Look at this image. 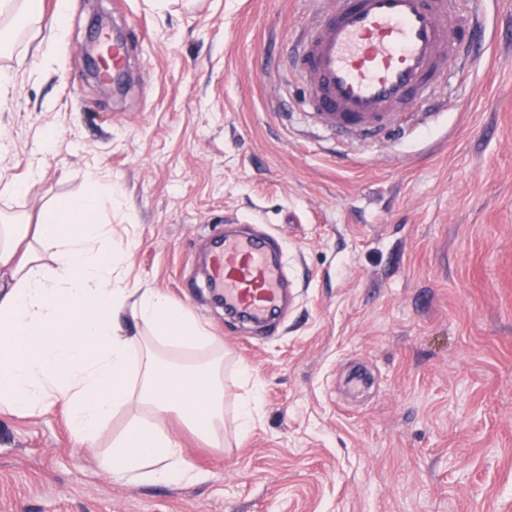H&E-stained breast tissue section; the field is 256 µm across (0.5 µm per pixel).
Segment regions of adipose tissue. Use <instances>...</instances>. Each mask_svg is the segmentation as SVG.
<instances>
[{"instance_id":"ef3b65f1","label":"adipose tissue","mask_w":512,"mask_h":512,"mask_svg":"<svg viewBox=\"0 0 512 512\" xmlns=\"http://www.w3.org/2000/svg\"><path fill=\"white\" fill-rule=\"evenodd\" d=\"M89 193L47 213L39 253L20 254L22 230L0 226V411L34 415L62 408L76 441L95 445L119 412L129 421L98 456L101 473L126 482L190 485L201 473L166 432L176 414L212 447L224 445V353L194 317L168 297L119 287L125 255L107 242L101 208L112 189L91 179ZM54 269H46L42 256ZM149 328L127 335L123 312ZM196 349L198 359L173 357Z\"/></svg>"}]
</instances>
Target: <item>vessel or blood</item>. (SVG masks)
<instances>
[{
  "mask_svg": "<svg viewBox=\"0 0 512 512\" xmlns=\"http://www.w3.org/2000/svg\"><path fill=\"white\" fill-rule=\"evenodd\" d=\"M452 0H324L300 34L291 66L305 81L319 123L373 136L394 125L420 90L439 81L472 42L458 37ZM284 245L269 232L225 231L210 248V288L225 310L277 330L288 275Z\"/></svg>",
  "mask_w": 512,
  "mask_h": 512,
  "instance_id": "b4317fda",
  "label": "vessel or blood"
}]
</instances>
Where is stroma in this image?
Here are the masks:
<instances>
[{"label": "stroma", "mask_w": 512, "mask_h": 512, "mask_svg": "<svg viewBox=\"0 0 512 512\" xmlns=\"http://www.w3.org/2000/svg\"><path fill=\"white\" fill-rule=\"evenodd\" d=\"M0 43V222L37 224L112 182L117 274L224 344V445L173 416L204 474L123 483L61 409L0 415V512H512V0L449 62L402 129L338 136L284 66L315 0H39ZM147 28L127 87L103 94L82 47L97 16ZM63 20V38L49 29ZM57 134L44 148L46 130ZM287 248L294 297L266 336L224 317L197 256L225 224ZM258 385L247 429L241 370Z\"/></svg>", "instance_id": "obj_1"}]
</instances>
